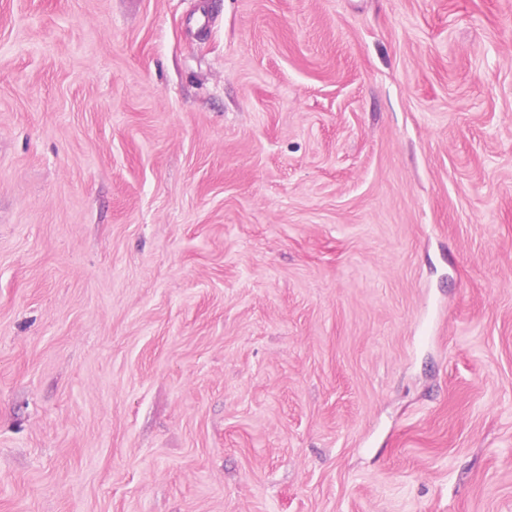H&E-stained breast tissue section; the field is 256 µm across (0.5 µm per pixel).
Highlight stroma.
I'll list each match as a JSON object with an SVG mask.
<instances>
[{"label": "stroma", "instance_id": "35a3bbf8", "mask_svg": "<svg viewBox=\"0 0 512 512\" xmlns=\"http://www.w3.org/2000/svg\"><path fill=\"white\" fill-rule=\"evenodd\" d=\"M0 512H512V0H0Z\"/></svg>", "mask_w": 512, "mask_h": 512}]
</instances>
